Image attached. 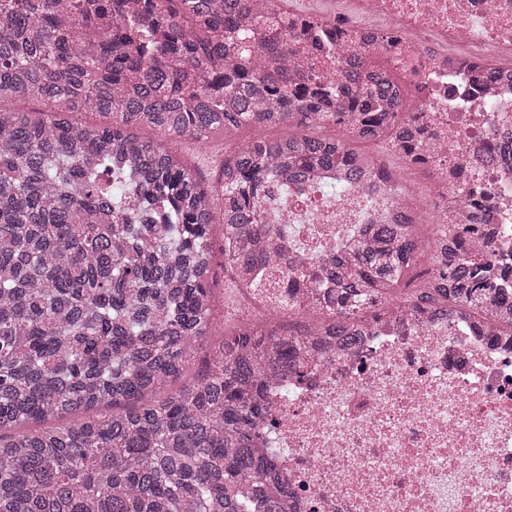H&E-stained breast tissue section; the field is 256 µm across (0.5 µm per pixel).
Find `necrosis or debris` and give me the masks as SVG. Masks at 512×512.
<instances>
[{"label":"necrosis or debris","mask_w":512,"mask_h":512,"mask_svg":"<svg viewBox=\"0 0 512 512\" xmlns=\"http://www.w3.org/2000/svg\"><path fill=\"white\" fill-rule=\"evenodd\" d=\"M288 0L298 23L327 31L294 57L333 56L348 84L367 52L386 54L413 90V132L427 187L400 203L380 165L336 199L290 194L289 259L320 261L371 224H451L467 243L512 268V0ZM485 194L473 221L462 201ZM294 294L263 269L241 289L243 310L275 317ZM303 377L266 386L293 512H512V336L469 311L370 319L354 347L332 336Z\"/></svg>","instance_id":"obj_1"}]
</instances>
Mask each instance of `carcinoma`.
I'll return each mask as SVG.
<instances>
[{"label":"carcinoma","instance_id":"1","mask_svg":"<svg viewBox=\"0 0 512 512\" xmlns=\"http://www.w3.org/2000/svg\"><path fill=\"white\" fill-rule=\"evenodd\" d=\"M0 0V512H290L273 448L256 446L273 377L301 375L309 337L357 343L378 306L465 308L512 329V290L447 224H375L310 266L334 285L312 320L237 323L213 335L212 212L224 215L235 286L283 263L288 225L263 215L323 167L381 165L350 142L412 129L394 68L372 53L343 88L295 74L280 0ZM26 100L40 109L7 106ZM108 118L79 127L71 115ZM299 132L249 140L217 185L163 135L207 142L244 125ZM338 125L342 136L306 130ZM444 247L402 287L416 250ZM203 372L175 391L200 347Z\"/></svg>","mask_w":512,"mask_h":512}]
</instances>
